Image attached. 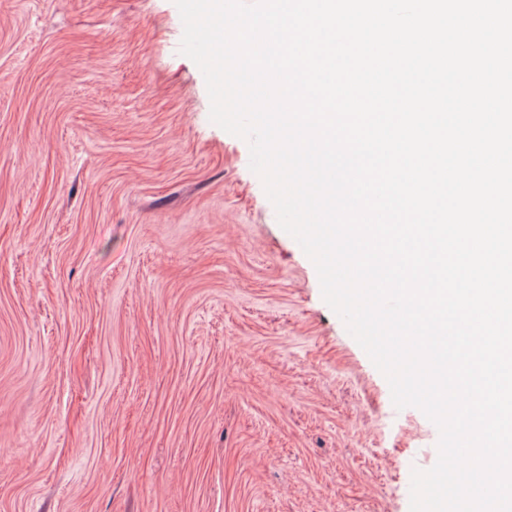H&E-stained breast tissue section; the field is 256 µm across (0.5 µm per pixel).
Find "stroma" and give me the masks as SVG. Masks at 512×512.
Masks as SVG:
<instances>
[{"label": "stroma", "instance_id": "obj_1", "mask_svg": "<svg viewBox=\"0 0 512 512\" xmlns=\"http://www.w3.org/2000/svg\"><path fill=\"white\" fill-rule=\"evenodd\" d=\"M182 31L173 0H0V512H410L439 431Z\"/></svg>", "mask_w": 512, "mask_h": 512}]
</instances>
